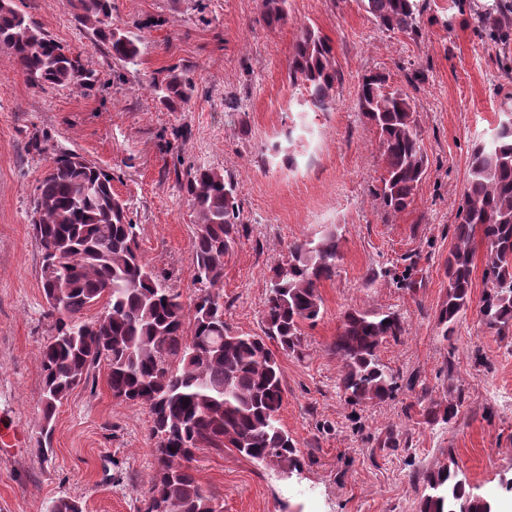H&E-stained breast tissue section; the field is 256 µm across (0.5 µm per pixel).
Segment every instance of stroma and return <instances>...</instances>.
<instances>
[{
    "label": "stroma",
    "instance_id": "1",
    "mask_svg": "<svg viewBox=\"0 0 512 512\" xmlns=\"http://www.w3.org/2000/svg\"><path fill=\"white\" fill-rule=\"evenodd\" d=\"M494 0H426L420 31L380 29L358 0H288L268 26L261 0H114L112 20L136 25L142 62L118 70L75 17L70 0H15L58 42L79 53L100 84L86 91L32 88L0 49V424L18 433L0 451V512H49L68 497L83 512H145L154 474L152 417L113 398L108 369H93L55 411L51 451L43 420L40 352L53 335L31 224L34 190L49 166L29 146L48 139L96 162L131 210L144 259L192 305L194 213L181 183L189 166L230 172L242 205L237 243L224 259V320L261 334L272 269L296 240L333 228L336 274L321 281L322 315L303 324L298 351H278L279 417L305 463L285 477L227 449L198 451V478L222 512H419L429 472L458 470L496 512H512V333L480 320L487 248L474 241L471 302L443 338L437 311L448 293L446 260L474 145L512 112V42L490 41ZM333 48L335 101L311 111L288 81L301 26ZM177 65L196 91L168 111L151 90ZM386 74L409 91L427 157L413 204L384 212L379 135L358 108L364 75ZM351 309L397 315L404 331L378 348L394 396L349 403L333 350ZM454 404L449 422L428 409Z\"/></svg>",
    "mask_w": 512,
    "mask_h": 512
}]
</instances>
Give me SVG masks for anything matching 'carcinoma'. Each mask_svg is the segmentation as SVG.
<instances>
[{
  "label": "carcinoma",
  "mask_w": 512,
  "mask_h": 512,
  "mask_svg": "<svg viewBox=\"0 0 512 512\" xmlns=\"http://www.w3.org/2000/svg\"><path fill=\"white\" fill-rule=\"evenodd\" d=\"M287 0H262L264 20L275 26L286 18ZM79 23L112 60L136 66L141 36L112 22L113 0H71ZM361 8L387 30L419 31L420 0H359ZM0 47L10 51L29 84L85 90L95 74L81 57L60 44L19 11L14 0H0ZM288 79L302 87L309 102L326 111L335 99L338 70L326 39L304 27L288 59ZM383 74L362 78L358 106L379 134L385 163L378 197L388 214L414 202L426 173L410 95L386 85ZM156 97L169 111L187 103L194 84L174 65L154 81ZM35 150L50 164L35 188L31 223L41 252L59 260L56 274H41L55 335L41 354L44 420L58 404L104 363L113 398L141 403L152 417L155 475L147 512H217L216 498L193 473L197 451L232 448L281 473H301L296 443L282 428L284 389L277 357L266 340L294 352L301 325L321 313V281L336 273L340 237L334 229L298 240L273 269L264 308L263 335L238 334L224 322V256L236 244L242 224L233 177L211 166L190 168L183 191L195 213L192 262L200 294L186 309L180 294L139 252L137 225L112 188L109 172L81 155L37 140ZM487 243L484 280L489 291L479 309L490 329H512V113L500 121L490 144L470 153L469 179L458 209L457 244L448 255V295L437 315L443 337L454 332L471 300L473 240ZM105 301L94 321L84 311ZM392 314L351 310L338 328L334 350L343 362L338 388L352 404L393 396L397 382L377 357L388 337L401 335ZM419 512H492V504L446 466L426 482Z\"/></svg>",
  "instance_id": "obj_1"
}]
</instances>
